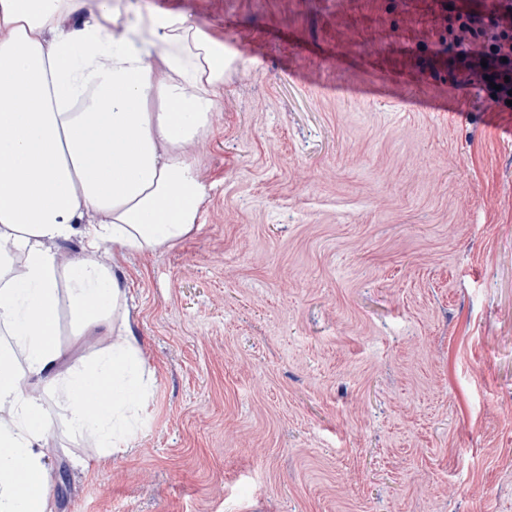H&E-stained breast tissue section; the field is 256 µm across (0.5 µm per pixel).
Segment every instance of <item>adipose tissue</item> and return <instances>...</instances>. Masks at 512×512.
Returning a JSON list of instances; mask_svg holds the SVG:
<instances>
[{
  "mask_svg": "<svg viewBox=\"0 0 512 512\" xmlns=\"http://www.w3.org/2000/svg\"><path fill=\"white\" fill-rule=\"evenodd\" d=\"M125 15L124 0H0V512H50L46 399L102 455L128 450L127 414L152 388L135 344L64 365L57 310L81 334L124 332L126 293L100 252L177 243L208 193L185 147L239 55L182 13ZM74 238L83 257L61 264L55 246Z\"/></svg>",
  "mask_w": 512,
  "mask_h": 512,
  "instance_id": "1",
  "label": "adipose tissue"
}]
</instances>
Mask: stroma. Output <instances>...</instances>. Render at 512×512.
<instances>
[{"mask_svg": "<svg viewBox=\"0 0 512 512\" xmlns=\"http://www.w3.org/2000/svg\"><path fill=\"white\" fill-rule=\"evenodd\" d=\"M129 2L239 60L198 224L107 253L153 388L106 458L50 404L53 512H512V108L443 50L462 0Z\"/></svg>", "mask_w": 512, "mask_h": 512, "instance_id": "35a3bbf8", "label": "stroma"}]
</instances>
